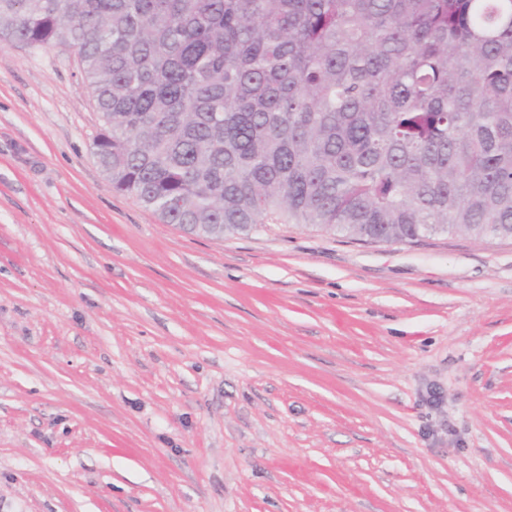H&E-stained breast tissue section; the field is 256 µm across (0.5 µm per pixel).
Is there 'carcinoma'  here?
<instances>
[{
	"label": "carcinoma",
	"mask_w": 512,
	"mask_h": 512,
	"mask_svg": "<svg viewBox=\"0 0 512 512\" xmlns=\"http://www.w3.org/2000/svg\"><path fill=\"white\" fill-rule=\"evenodd\" d=\"M77 52L112 189L214 238H512V0H0Z\"/></svg>",
	"instance_id": "obj_1"
}]
</instances>
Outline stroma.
<instances>
[{"instance_id": "35a3bbf8", "label": "stroma", "mask_w": 512, "mask_h": 512, "mask_svg": "<svg viewBox=\"0 0 512 512\" xmlns=\"http://www.w3.org/2000/svg\"><path fill=\"white\" fill-rule=\"evenodd\" d=\"M0 45V512H512V239H215Z\"/></svg>"}]
</instances>
